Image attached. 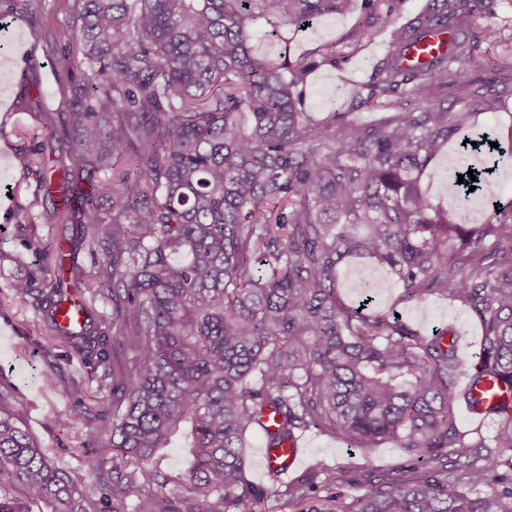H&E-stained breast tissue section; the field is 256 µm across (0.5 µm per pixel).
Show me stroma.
Returning a JSON list of instances; mask_svg holds the SVG:
<instances>
[{"label":"stroma","instance_id":"1","mask_svg":"<svg viewBox=\"0 0 512 512\" xmlns=\"http://www.w3.org/2000/svg\"><path fill=\"white\" fill-rule=\"evenodd\" d=\"M71 4L72 0H0V17L5 20L0 43L13 44L21 39L26 45L25 52L7 57L11 98L7 106H0V251L19 257L18 263L0 265V377L17 392L26 430L57 467L87 485L101 479L100 474L88 471L82 464L81 443L87 425L67 420L72 399L61 391L57 381L78 380L84 387L85 404L93 412L111 413L112 402L96 399L97 384L88 379L78 357L66 356L61 348L51 353L45 351L37 313L15 299L12 291L17 280L38 270L40 256L30 248L15 221L19 207L33 204L38 182L35 176L21 174L12 167L11 160L20 144L18 132L36 128V112L63 109L56 67L64 53L78 51L71 37ZM358 20L355 13L325 17L310 28L287 31L281 42L258 37L256 46L273 60L284 51L296 57L314 51L321 44L344 38ZM388 37V32H381L345 70L324 67L313 74L306 89L307 112L319 120L325 116L329 103L350 104L354 91L369 79L367 58L382 56ZM483 93L493 101L494 108L476 116L474 132L493 130L500 135L512 132V92H504L501 83L491 80L485 81ZM336 272L338 297L345 304H357L362 286L382 281V288L376 291V308H396L411 324L425 330L456 327L465 338V346L459 352L460 361L466 366L474 363L481 331L466 306L437 294L418 304L401 302V282L387 266L371 257L344 258ZM303 439L305 453L300 469L304 472L324 462L349 467L356 473L369 466L390 472L404 461L399 448L391 442L361 449L330 433L307 432ZM191 463L189 449H163L160 467L168 482L162 487H150V494L174 499Z\"/></svg>","mask_w":512,"mask_h":512}]
</instances>
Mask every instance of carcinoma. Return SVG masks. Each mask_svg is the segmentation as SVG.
<instances>
[{
	"label": "carcinoma",
	"mask_w": 512,
	"mask_h": 512,
	"mask_svg": "<svg viewBox=\"0 0 512 512\" xmlns=\"http://www.w3.org/2000/svg\"><path fill=\"white\" fill-rule=\"evenodd\" d=\"M403 0H73V39L61 84L69 137L55 149L25 146L14 165L37 177L57 225L46 253L47 288L35 275L14 296L42 318L45 348L89 362L112 417L96 418L82 447L91 471L112 448V480L80 485L24 428L13 392L0 388V476L55 512H106L138 487L162 486L156 452L181 432L193 461L175 507L153 495L134 512H262L270 494L292 512H512V395L490 408L491 443L461 432V384L512 390V202L492 173L453 171L448 200L435 205L420 175L474 112L492 105L474 91L435 107L434 88L466 85L478 61L512 73V56L492 53L498 0H427L390 30L384 54L356 93V107L390 109L386 122L344 124L329 109L305 110L310 76L341 68L389 25ZM361 10L342 48L272 61L254 51L258 32L299 30ZM488 49H482V46ZM112 181L82 192L104 169ZM464 182L458 183V175ZM488 201L486 223L463 219L469 187ZM366 224L364 235L352 232ZM16 226L35 237L32 207ZM106 238H101L100 234ZM104 247L87 269L78 250ZM369 254L388 266L404 298L437 293L468 306L481 323L478 360L458 361L451 329L423 335L393 313L365 312L336 298L337 263ZM263 273L252 272L253 265ZM112 298V317L95 308ZM77 300L86 321L54 322ZM131 352L121 363L109 350ZM66 414L85 420L79 383ZM330 431L360 448L389 440L406 456L394 472H367L348 504L332 493L351 470L321 464L267 484L246 475L243 448L254 434L282 448L299 434ZM491 494L475 496L471 489Z\"/></svg>",
	"instance_id": "obj_1"
}]
</instances>
